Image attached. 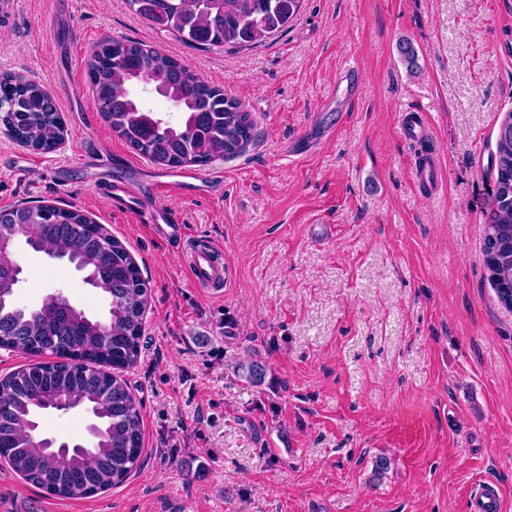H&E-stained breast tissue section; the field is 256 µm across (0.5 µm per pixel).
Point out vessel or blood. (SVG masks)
Instances as JSON below:
<instances>
[{
    "instance_id": "obj_1",
    "label": "vessel or blood",
    "mask_w": 512,
    "mask_h": 512,
    "mask_svg": "<svg viewBox=\"0 0 512 512\" xmlns=\"http://www.w3.org/2000/svg\"><path fill=\"white\" fill-rule=\"evenodd\" d=\"M98 164L104 171L100 187L116 204L140 215L160 239L176 240L185 236V225L179 223L170 209L156 206L155 201L165 195L204 191L208 183L205 176L165 175L138 187L133 182L132 169L115 170L105 156L99 158ZM220 254V249L213 245L197 248L192 253L188 269L196 286L208 287L225 277L227 269ZM467 512H502V498L491 481L484 478L475 481L467 495Z\"/></svg>"
}]
</instances>
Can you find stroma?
<instances>
[{"instance_id": "obj_1", "label": "stroma", "mask_w": 512, "mask_h": 512, "mask_svg": "<svg viewBox=\"0 0 512 512\" xmlns=\"http://www.w3.org/2000/svg\"><path fill=\"white\" fill-rule=\"evenodd\" d=\"M107 37L173 56L256 121L244 153L200 167L210 193L162 199L183 241L159 239L95 185L101 155L162 173L88 90L89 51ZM346 66L358 70L350 95ZM17 73L52 94L67 135L42 154L0 133V209L84 211L130 251L150 302L125 374L142 405L141 467L60 499L0 464V512H465L481 476L512 512V310L483 254L512 112V0H301L287 28L238 51L191 48L126 0H12L0 76ZM327 102L343 119L311 138ZM408 110L429 128L422 143L402 135ZM423 151L440 164L434 193L416 175ZM313 224L332 235L312 236ZM208 243L229 275L200 288L185 256ZM16 250L19 305L60 292L108 321L82 272ZM251 354L267 367L258 387L231 369Z\"/></svg>"}]
</instances>
